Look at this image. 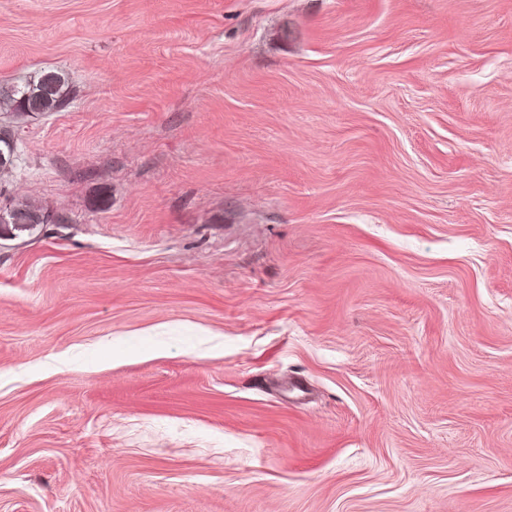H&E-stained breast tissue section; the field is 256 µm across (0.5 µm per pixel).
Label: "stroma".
<instances>
[{
    "label": "stroma",
    "mask_w": 512,
    "mask_h": 512,
    "mask_svg": "<svg viewBox=\"0 0 512 512\" xmlns=\"http://www.w3.org/2000/svg\"><path fill=\"white\" fill-rule=\"evenodd\" d=\"M0 512H512V0H0ZM65 84V77L56 70L43 71L23 86L0 82V110L17 116L61 112L73 99ZM48 216L42 215L38 209L28 204H18L2 212L0 210V238L12 231H23L34 224L47 222Z\"/></svg>",
    "instance_id": "1"
}]
</instances>
